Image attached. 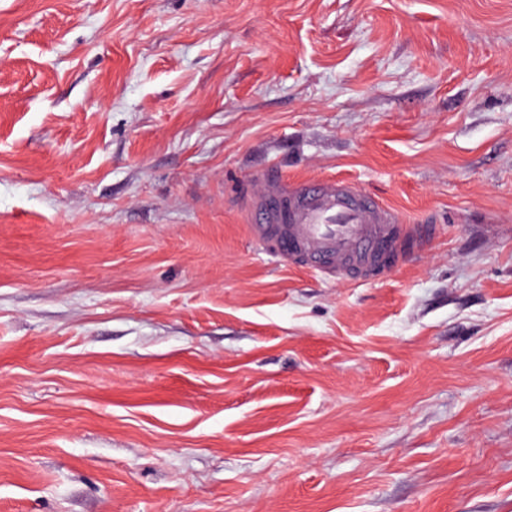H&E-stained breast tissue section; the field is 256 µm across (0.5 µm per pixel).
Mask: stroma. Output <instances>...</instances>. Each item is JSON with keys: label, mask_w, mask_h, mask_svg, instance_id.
<instances>
[{"label": "stroma", "mask_w": 512, "mask_h": 512, "mask_svg": "<svg viewBox=\"0 0 512 512\" xmlns=\"http://www.w3.org/2000/svg\"><path fill=\"white\" fill-rule=\"evenodd\" d=\"M268 171L436 233L284 266ZM0 512H512V0H0Z\"/></svg>", "instance_id": "35a3bbf8"}]
</instances>
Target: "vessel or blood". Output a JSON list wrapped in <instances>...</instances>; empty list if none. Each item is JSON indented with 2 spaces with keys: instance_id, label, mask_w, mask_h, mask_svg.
<instances>
[{
  "instance_id": "b4317fda",
  "label": "vessel or blood",
  "mask_w": 512,
  "mask_h": 512,
  "mask_svg": "<svg viewBox=\"0 0 512 512\" xmlns=\"http://www.w3.org/2000/svg\"><path fill=\"white\" fill-rule=\"evenodd\" d=\"M249 229L281 262L339 282L374 277L432 232L429 221L406 223L348 179L290 186L271 175L261 177L251 193Z\"/></svg>"
}]
</instances>
